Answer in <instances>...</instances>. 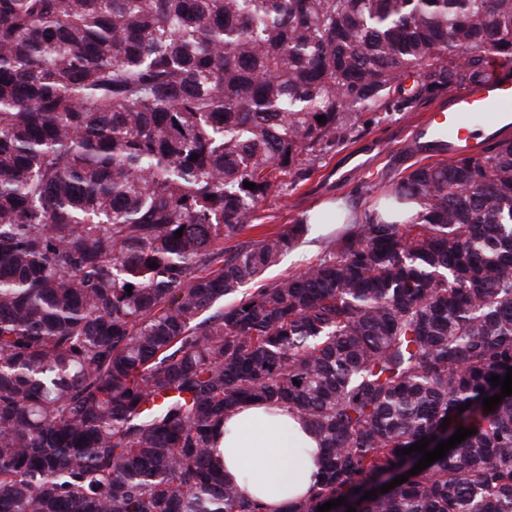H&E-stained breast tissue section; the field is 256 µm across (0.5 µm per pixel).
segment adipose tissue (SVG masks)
I'll return each mask as SVG.
<instances>
[{"label": "adipose tissue", "mask_w": 512, "mask_h": 512, "mask_svg": "<svg viewBox=\"0 0 512 512\" xmlns=\"http://www.w3.org/2000/svg\"><path fill=\"white\" fill-rule=\"evenodd\" d=\"M216 442L225 480L244 481L265 512L305 498L318 478V441L286 407L244 405Z\"/></svg>", "instance_id": "ef3b65f1"}]
</instances>
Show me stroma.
I'll use <instances>...</instances> for the list:
<instances>
[{"instance_id":"stroma-1","label":"stroma","mask_w":512,"mask_h":512,"mask_svg":"<svg viewBox=\"0 0 512 512\" xmlns=\"http://www.w3.org/2000/svg\"><path fill=\"white\" fill-rule=\"evenodd\" d=\"M447 101L444 93L425 95L387 112L363 113L347 140L293 176L287 193L267 197L257 213L259 225L248 230V238L284 230L327 197L344 198L360 212L370 209L384 174L420 161L412 129Z\"/></svg>"}]
</instances>
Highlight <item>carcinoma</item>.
<instances>
[{
  "mask_svg": "<svg viewBox=\"0 0 512 512\" xmlns=\"http://www.w3.org/2000/svg\"><path fill=\"white\" fill-rule=\"evenodd\" d=\"M511 74L512 0H0V512H264L213 454L246 401L318 437L285 512H512V396L359 491L501 393L511 137L394 175L300 273L263 282L309 225L239 240L351 119Z\"/></svg>",
  "mask_w": 512,
  "mask_h": 512,
  "instance_id": "1",
  "label": "carcinoma"
}]
</instances>
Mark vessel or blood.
<instances>
[{
    "mask_svg": "<svg viewBox=\"0 0 512 512\" xmlns=\"http://www.w3.org/2000/svg\"><path fill=\"white\" fill-rule=\"evenodd\" d=\"M510 112L512 84L465 87L416 129L413 143L425 154L470 155L482 148Z\"/></svg>",
    "mask_w": 512,
    "mask_h": 512,
    "instance_id": "b4317fda",
    "label": "vessel or blood"
}]
</instances>
